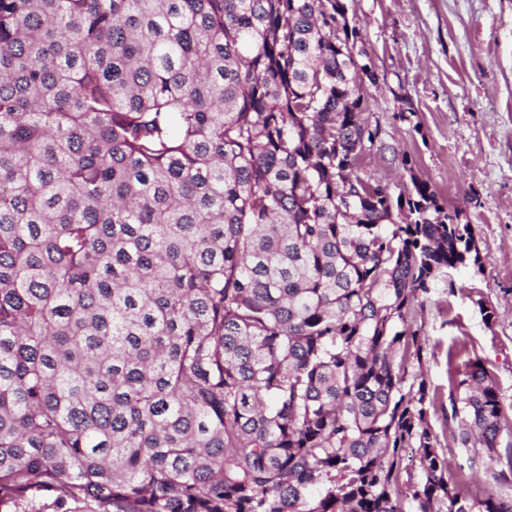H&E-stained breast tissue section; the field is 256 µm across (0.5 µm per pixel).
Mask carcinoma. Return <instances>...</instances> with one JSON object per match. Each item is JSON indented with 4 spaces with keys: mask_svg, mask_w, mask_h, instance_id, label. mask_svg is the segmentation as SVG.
Segmentation results:
<instances>
[{
    "mask_svg": "<svg viewBox=\"0 0 512 512\" xmlns=\"http://www.w3.org/2000/svg\"><path fill=\"white\" fill-rule=\"evenodd\" d=\"M365 79L346 0H0V512H512L413 328L471 225L363 170ZM430 423L433 429L439 433L441 440V448H439L440 452L444 454L445 457L448 458V463L450 466V471L452 474H455L456 463L461 462L464 451L460 448L454 447V445L447 446L446 440L443 439L441 435V430L444 428V417L440 408L438 407L437 411L431 410L430 412Z\"/></svg>",
    "mask_w": 512,
    "mask_h": 512,
    "instance_id": "cac0c4a2",
    "label": "carcinoma"
}]
</instances>
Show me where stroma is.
<instances>
[{"label": "stroma", "instance_id": "stroma-1", "mask_svg": "<svg viewBox=\"0 0 512 512\" xmlns=\"http://www.w3.org/2000/svg\"><path fill=\"white\" fill-rule=\"evenodd\" d=\"M349 20L376 73L364 84L378 131L364 170L395 190L428 182L461 210L481 256V271L440 277L421 298L424 375L447 397L479 359L511 402L512 0H353Z\"/></svg>", "mask_w": 512, "mask_h": 512}]
</instances>
